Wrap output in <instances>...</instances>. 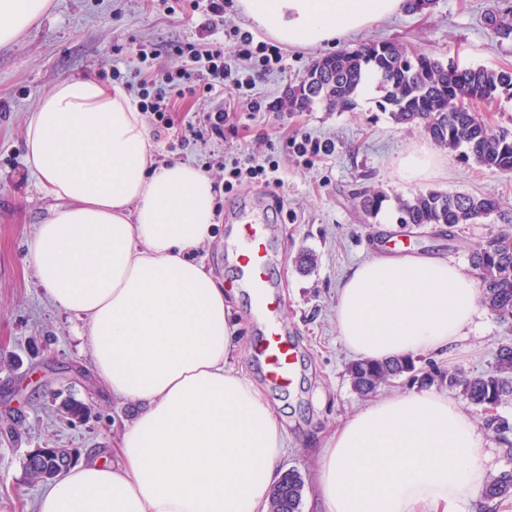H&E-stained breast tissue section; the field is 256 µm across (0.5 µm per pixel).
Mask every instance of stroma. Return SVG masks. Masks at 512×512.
I'll return each instance as SVG.
<instances>
[{
	"instance_id": "1",
	"label": "stroma",
	"mask_w": 512,
	"mask_h": 512,
	"mask_svg": "<svg viewBox=\"0 0 512 512\" xmlns=\"http://www.w3.org/2000/svg\"><path fill=\"white\" fill-rule=\"evenodd\" d=\"M510 7L512 0H435L428 11L398 12L318 48L287 47L284 70L256 82L260 117L249 119L247 106L237 105V131H225L220 139L199 138L187 131V123L202 120L225 96L188 97L176 106L179 136L154 144L156 159L182 160L200 169L224 158L246 159L255 150L279 165L281 186L245 183L216 198L215 205L221 215L252 198L263 199L270 208L276 254L272 276L284 301L282 318L301 375L285 392L253 361L258 330L245 296L235 308L242 325L239 356L285 426L282 467L298 469L303 478L311 476L323 434L368 403L351 386L347 368L355 356L338 337L335 304L342 279L369 257L374 245L390 240L444 256L468 271L471 243L512 225V177L464 160L461 152L441 149L429 179L419 184L401 180L399 159L410 150L431 147L432 141L417 127L394 122L379 105L380 92L356 97L348 112L321 105L291 112L282 106L288 87L299 83L315 60L382 40L443 61L457 57L472 66L512 68V38L495 37L485 24L489 12ZM203 21L199 14L148 10L146 0H52L45 16L0 47V512H35L43 487L31 484L26 475L28 450L49 444L72 449L82 459L91 453L111 459L132 413L102 387L88 354L80 351L82 321L46 300L26 263L24 244L54 206L25 163L27 119L58 80L93 76L108 84L116 67L133 80L137 45L163 48L196 40ZM293 132L333 141L335 151L300 157L287 140ZM424 189L492 196L500 208L489 218L451 229L397 223L396 198ZM365 190L387 196L377 215H366L358 206L357 195ZM304 252L313 256L312 266L305 269L297 263ZM505 334L489 312H481L459 343L463 355L458 362L436 353L415 355L414 371L380 386L376 394L423 387L425 373L433 369L489 370ZM70 399L89 406V414L68 416L63 404Z\"/></svg>"
}]
</instances>
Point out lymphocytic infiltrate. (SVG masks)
Returning <instances> with one entry per match:
<instances>
[{"mask_svg":"<svg viewBox=\"0 0 512 512\" xmlns=\"http://www.w3.org/2000/svg\"><path fill=\"white\" fill-rule=\"evenodd\" d=\"M164 12L175 13L177 8L187 7L200 12L206 18L203 26L204 39L198 42H180L170 45V54L182 58L186 66L176 72L153 71V62L160 56L159 48L141 45L137 53L140 80L138 102L141 112L154 117V137H162L174 127L172 112L175 98L209 94L215 89L228 90L232 99L246 100L253 113H260L261 106L250 102L249 93L262 75L284 67V52L274 43L256 39L252 32L234 28L224 40L214 35L224 25L225 0H157ZM278 167L271 158L256 152L246 160H232L225 178L214 184L216 193L232 191L235 183L245 179L265 184H278Z\"/></svg>","mask_w":512,"mask_h":512,"instance_id":"obj_1","label":"lymphocytic infiltrate"}]
</instances>
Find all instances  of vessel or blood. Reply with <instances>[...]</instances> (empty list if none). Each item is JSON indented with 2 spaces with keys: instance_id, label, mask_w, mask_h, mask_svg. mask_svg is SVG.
I'll use <instances>...</instances> for the list:
<instances>
[{
  "instance_id": "1",
  "label": "vessel or blood",
  "mask_w": 512,
  "mask_h": 512,
  "mask_svg": "<svg viewBox=\"0 0 512 512\" xmlns=\"http://www.w3.org/2000/svg\"><path fill=\"white\" fill-rule=\"evenodd\" d=\"M269 223L262 205L243 203L231 217L239 241L232 258L246 275V287L260 324L255 355L263 359L272 383L285 390L297 373V357L280 321L283 301L270 275L273 254Z\"/></svg>"
}]
</instances>
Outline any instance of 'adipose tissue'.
Returning a JSON list of instances; mask_svg holds the SVG:
<instances>
[{
  "label": "adipose tissue",
  "mask_w": 512,
  "mask_h": 512,
  "mask_svg": "<svg viewBox=\"0 0 512 512\" xmlns=\"http://www.w3.org/2000/svg\"><path fill=\"white\" fill-rule=\"evenodd\" d=\"M403 0H239L280 42L318 47L399 11ZM51 0H0V46ZM29 169L56 202L26 244L48 302L83 323L103 386L131 405L111 463L78 462L36 512H265L286 430L240 365L237 289L196 255L212 239L211 179L157 162L136 101L95 78L57 82L29 116ZM481 292L448 259L376 254L336 294L339 339L387 360L453 348ZM486 440L447 395L395 393L340 420L315 457L310 512H478Z\"/></svg>",
  "instance_id": "ef3b65f1"
}]
</instances>
